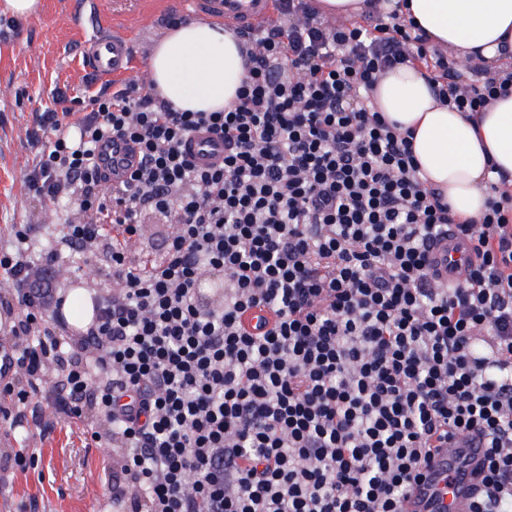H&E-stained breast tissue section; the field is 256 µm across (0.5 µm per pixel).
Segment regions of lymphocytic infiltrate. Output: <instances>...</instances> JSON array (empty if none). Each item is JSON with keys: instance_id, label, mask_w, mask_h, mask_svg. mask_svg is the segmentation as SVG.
<instances>
[{"instance_id": "lymphocytic-infiltrate-1", "label": "lymphocytic infiltrate", "mask_w": 512, "mask_h": 512, "mask_svg": "<svg viewBox=\"0 0 512 512\" xmlns=\"http://www.w3.org/2000/svg\"><path fill=\"white\" fill-rule=\"evenodd\" d=\"M279 12L259 36L235 30L246 76L224 110L183 112L131 80L90 96L77 138L56 108L28 129L26 192L80 207L40 255L30 224L0 247V393L50 402L95 442L87 415L104 418L121 451L115 512H402L451 433L485 442L471 512H512V192L491 184L479 222L459 219L422 179L411 132L371 108L405 62L460 112L511 92L512 72L474 79L375 0L350 22L312 0ZM201 127L223 138L221 167L184 153ZM107 138L142 155L120 186L98 171ZM146 214L174 230L135 267ZM451 230L473 256L443 286L431 246ZM107 246L112 283L63 337L57 272ZM251 311L273 320L247 329Z\"/></svg>"}]
</instances>
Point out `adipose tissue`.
Instances as JSON below:
<instances>
[{"mask_svg":"<svg viewBox=\"0 0 512 512\" xmlns=\"http://www.w3.org/2000/svg\"><path fill=\"white\" fill-rule=\"evenodd\" d=\"M431 45L459 60L480 54L490 73L512 66V0H407ZM151 85L176 108L223 109L245 77L237 41L223 25L186 22L168 28L148 61ZM432 74L407 63L376 90L379 110L414 133L413 153L452 210L475 220L485 209L493 170L512 179V93L474 117L440 104Z\"/></svg>","mask_w":512,"mask_h":512,"instance_id":"adipose-tissue-1","label":"adipose tissue"}]
</instances>
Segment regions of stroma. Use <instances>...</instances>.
<instances>
[{"instance_id":"35a3bbf8","label":"stroma","mask_w":512,"mask_h":512,"mask_svg":"<svg viewBox=\"0 0 512 512\" xmlns=\"http://www.w3.org/2000/svg\"><path fill=\"white\" fill-rule=\"evenodd\" d=\"M98 21L127 30L133 48L132 70L150 85L148 60L154 43L166 30L165 19L184 14L181 0H94ZM15 40H0V239L12 225L35 224L40 243L64 229L76 199H34L24 189V176L35 150L25 132L38 113L53 107L56 89L70 97L62 122L75 128L87 111L82 97L101 89L116 91L126 76L97 77L88 67L83 46L92 28L87 17L76 15L74 0H43L39 15L21 19ZM45 405L28 429H11L0 418V455L19 449L35 450L38 459L27 470L0 473V512H112L105 476L112 470V450L105 443H86L80 426L59 422L42 432L40 420L51 417Z\"/></svg>"}]
</instances>
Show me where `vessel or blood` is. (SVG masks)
<instances>
[{
	"label": "vessel or blood",
	"mask_w": 512,
	"mask_h": 512,
	"mask_svg": "<svg viewBox=\"0 0 512 512\" xmlns=\"http://www.w3.org/2000/svg\"><path fill=\"white\" fill-rule=\"evenodd\" d=\"M186 8L196 17L230 21L250 32L260 31L278 19L275 0H186ZM131 58L124 32L93 29L86 60L97 76L127 73ZM185 151L204 168L224 162L223 138L205 129L191 135ZM140 161L139 147L132 141L106 140L100 145L99 168L113 184L127 180ZM433 254L443 280L448 281L453 279L457 265L467 258L469 244L460 235L452 234L434 247ZM484 454L482 443L475 438H453L443 447L433 449L424 479L413 486L402 504L404 512H470Z\"/></svg>",
	"instance_id": "1"
}]
</instances>
